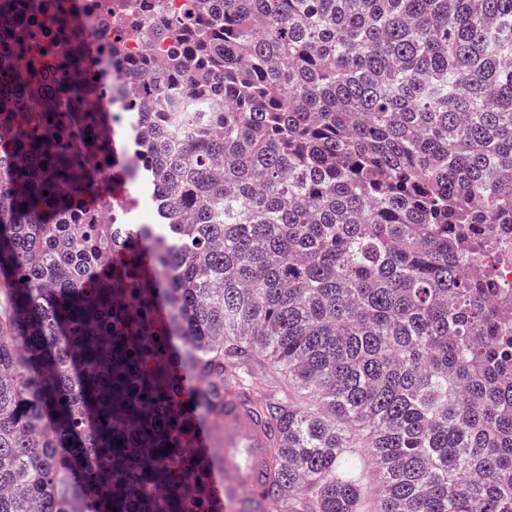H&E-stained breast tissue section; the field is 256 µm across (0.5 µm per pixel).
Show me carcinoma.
<instances>
[{"label":"carcinoma","mask_w":512,"mask_h":512,"mask_svg":"<svg viewBox=\"0 0 512 512\" xmlns=\"http://www.w3.org/2000/svg\"><path fill=\"white\" fill-rule=\"evenodd\" d=\"M112 2L0 0V512H215L227 403L262 512H512V0H184L134 95ZM72 25L96 42L106 41L111 27L108 18L96 6H84V9L76 10ZM125 191L138 200L137 206L126 214V220L132 224L154 223L152 204L146 192L130 185L125 188ZM501 229L500 248L483 256L482 261L492 264L498 280L512 288V224H499ZM224 448L220 464L212 458V431L198 422L193 450L210 461V492L217 510L244 512L257 510L252 499L224 503L227 496L255 497L266 468L273 458V444L243 409L224 405ZM350 454L354 455L359 460V471L358 474L361 477L360 481L364 488V507L363 512H373L374 510V499L377 494L375 484L371 479V476L367 471V453L365 448H349L347 449Z\"/></svg>","instance_id":"carcinoma-1"}]
</instances>
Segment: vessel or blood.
<instances>
[{
    "label": "vessel or blood",
    "instance_id": "vessel-or-blood-1",
    "mask_svg": "<svg viewBox=\"0 0 512 512\" xmlns=\"http://www.w3.org/2000/svg\"><path fill=\"white\" fill-rule=\"evenodd\" d=\"M224 448L220 464L210 468V492L216 508L227 496L255 495L273 458V444L252 417L235 406L224 408Z\"/></svg>",
    "mask_w": 512,
    "mask_h": 512
}]
</instances>
